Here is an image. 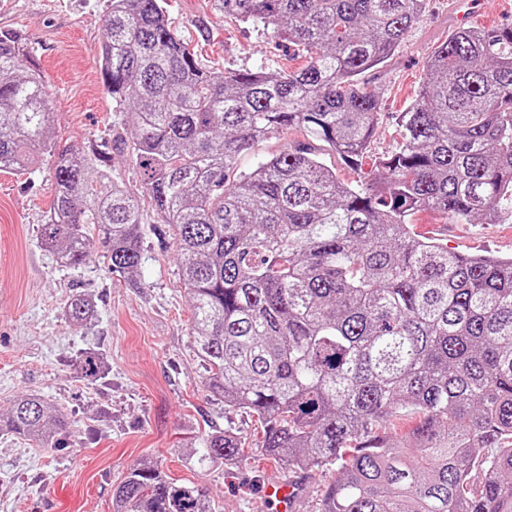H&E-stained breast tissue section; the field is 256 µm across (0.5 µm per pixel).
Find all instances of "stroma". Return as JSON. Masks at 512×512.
<instances>
[{
	"label": "stroma",
	"instance_id": "35a3bbf8",
	"mask_svg": "<svg viewBox=\"0 0 512 512\" xmlns=\"http://www.w3.org/2000/svg\"><path fill=\"white\" fill-rule=\"evenodd\" d=\"M174 30L215 72L291 70L302 60L262 27L212 10L210 0H167ZM108 0H0V30L23 35L45 76L55 109V138L78 146L114 136L132 140L130 114H117L102 82L99 53ZM458 24L448 0H427L422 17L387 62L362 75L382 101L378 124L360 166L334 151L321 159L348 183L373 179L375 162L400 141L397 112L415 99L437 46ZM289 128L249 151L238 169L266 156L311 145ZM54 160L30 171H0V412L36 394L69 419L57 448L0 433V512H112V493L130 468L149 463L202 488L215 512H269L265 485L292 478L287 463L258 448L257 417L226 409L205 385L206 372L190 335L192 308L179 280L173 232L147 212L143 285L112 279L101 247L76 270L61 267L38 241L52 201ZM413 231L466 254L512 258V209L493 224H452L432 211L411 218ZM76 293L94 300L91 326L64 314ZM101 351L111 388L81 378L79 351ZM221 429L244 444L234 461L206 460L201 435Z\"/></svg>",
	"mask_w": 512,
	"mask_h": 512
}]
</instances>
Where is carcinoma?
<instances>
[{"label": "carcinoma", "instance_id": "carcinoma-1", "mask_svg": "<svg viewBox=\"0 0 512 512\" xmlns=\"http://www.w3.org/2000/svg\"><path fill=\"white\" fill-rule=\"evenodd\" d=\"M297 48L288 71L203 68L165 0H110L103 84L135 116L137 197L112 179L110 147L57 148L45 81L28 42L0 31V170L55 158L41 244L67 267L97 242L133 288L144 204L175 231L192 336L208 389L257 416L262 448L294 470L343 462L318 512H512V258L463 255L413 233L422 210L493 224L512 206V26L462 27L434 52L397 121L401 141L371 183L341 181L310 147L251 171L240 152L293 126L345 160L364 158L380 100L361 76L385 63L426 0H211ZM97 229L92 238L88 228ZM95 302L73 295L83 326ZM77 369L106 378L101 355ZM417 422L413 453L380 439ZM67 417L37 395L0 431L45 446ZM207 459L241 454L223 430ZM113 512H213L205 493L155 466L132 468Z\"/></svg>", "mask_w": 512, "mask_h": 512}]
</instances>
